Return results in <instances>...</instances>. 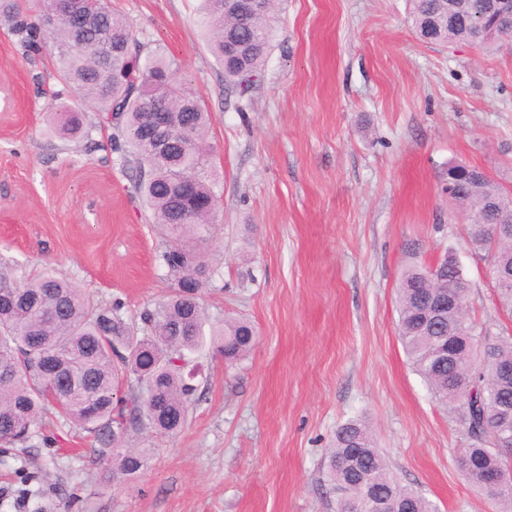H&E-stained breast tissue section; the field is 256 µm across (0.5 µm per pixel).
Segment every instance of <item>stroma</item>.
Wrapping results in <instances>:
<instances>
[{
	"label": "stroma",
	"instance_id": "35a3bbf8",
	"mask_svg": "<svg viewBox=\"0 0 512 512\" xmlns=\"http://www.w3.org/2000/svg\"><path fill=\"white\" fill-rule=\"evenodd\" d=\"M112 5L211 114L219 213L204 307L250 321L256 343L231 368L200 356L202 400L177 435L135 436L151 453L136 478L106 480L83 453L90 438L48 421L54 446L0 456V512H334L328 448L354 418L438 512H497L458 469L465 425L405 354L397 288L406 264L453 251L470 318L512 330L446 193L452 161L512 186V40L425 43L409 0H279L265 70L242 96L224 85L199 0ZM55 93L84 107L49 53L0 25V254L136 317L171 288L163 239L93 109L88 138L46 136Z\"/></svg>",
	"mask_w": 512,
	"mask_h": 512
}]
</instances>
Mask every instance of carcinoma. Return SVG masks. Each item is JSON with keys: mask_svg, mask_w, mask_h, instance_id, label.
Wrapping results in <instances>:
<instances>
[{"mask_svg": "<svg viewBox=\"0 0 512 512\" xmlns=\"http://www.w3.org/2000/svg\"><path fill=\"white\" fill-rule=\"evenodd\" d=\"M419 38L433 44H468L487 50L512 32V14L502 16L496 0H410ZM57 0H0V22L26 47L54 54L65 85L81 92L112 128L111 151L138 170L135 193L148 205L152 223L166 237L160 254L172 279L168 297L125 317L124 303L94 301L50 268L29 274L0 256V445L3 451L40 435L47 415L93 437L83 453L112 464V474L133 477L147 467L146 449L127 445L130 433L147 430L173 436L199 401L201 382L191 377L193 355L208 347L229 365L243 360L255 341L241 318L205 326L201 293L215 276L207 262L218 199L205 145L211 116L178 78L176 62L146 48L109 0H85V25L59 21L44 31L40 19L57 10ZM198 21L224 70L225 84L245 93L259 80L273 47L277 19L268 10L249 20L224 13V0H202ZM170 116L161 154L146 128L153 103ZM45 129L58 139L88 135L84 113L60 104L46 113ZM449 199L466 212L470 249L503 271H512V189L489 175L478 179L454 162ZM462 274L437 275L410 265L397 289L399 335L415 371L429 392L459 411L472 440L462 458L466 480L494 499L498 512H512V333L481 323L477 335L466 313L469 289ZM455 296L448 312L424 316L419 289ZM499 304L512 315V281L495 283ZM485 476H499L491 489ZM328 478L340 498L336 512H436L417 491L401 485L377 449L369 425L351 419L336 430L329 451Z\"/></svg>", "mask_w": 512, "mask_h": 512, "instance_id": "obj_1", "label": "carcinoma"}]
</instances>
